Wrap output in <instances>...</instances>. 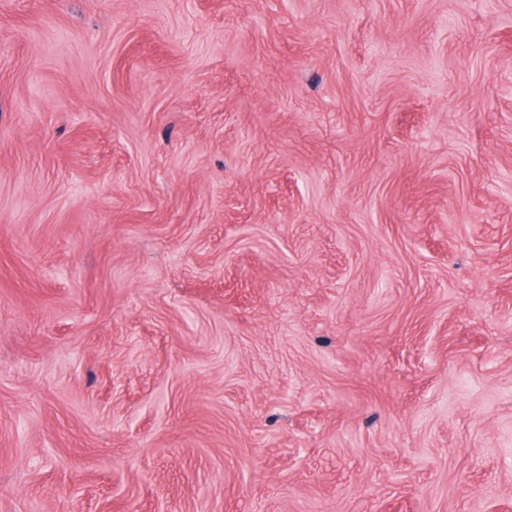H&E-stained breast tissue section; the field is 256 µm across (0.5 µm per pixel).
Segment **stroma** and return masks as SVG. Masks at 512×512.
Instances as JSON below:
<instances>
[{
  "instance_id": "obj_1",
  "label": "stroma",
  "mask_w": 512,
  "mask_h": 512,
  "mask_svg": "<svg viewBox=\"0 0 512 512\" xmlns=\"http://www.w3.org/2000/svg\"><path fill=\"white\" fill-rule=\"evenodd\" d=\"M0 512H512V0H0Z\"/></svg>"
}]
</instances>
